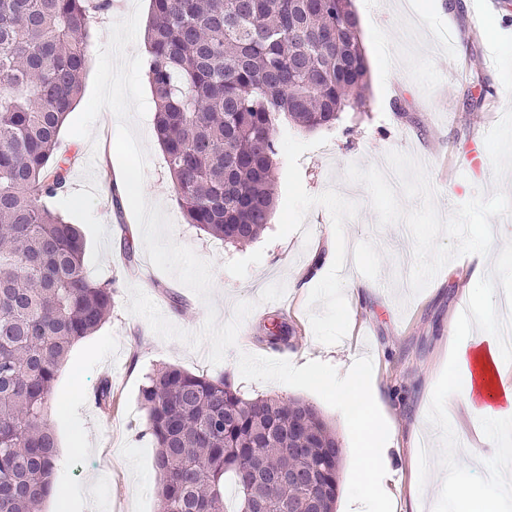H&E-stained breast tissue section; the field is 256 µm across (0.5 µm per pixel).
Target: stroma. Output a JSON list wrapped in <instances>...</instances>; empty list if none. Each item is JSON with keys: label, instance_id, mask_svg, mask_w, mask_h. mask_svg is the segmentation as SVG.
<instances>
[{"label": "stroma", "instance_id": "35a3bbf8", "mask_svg": "<svg viewBox=\"0 0 512 512\" xmlns=\"http://www.w3.org/2000/svg\"><path fill=\"white\" fill-rule=\"evenodd\" d=\"M369 65L367 106L343 113L336 125L288 135L277 168L276 208L264 233L245 246H227L187 224L154 132V106L138 129L148 152L144 192L162 206L174 239L213 265L210 302H203L149 260L131 208L114 180L118 121L102 111L94 141L61 131L58 156L70 161L68 192L85 186L93 165L95 216L107 234L91 278L112 282V311L93 335L70 350L56 378L49 420L58 438L54 482L71 491L96 484V512H160L155 445L140 402L145 377L174 364L213 376L229 372L251 396L300 397L323 414L344 450L336 512H358L350 453L356 429L334 384L355 366L376 382L372 410L386 426L378 447L390 473L395 512H440L438 477L448 470V450L460 437L477 439L464 398L449 382L448 352L459 296L483 264L470 254L444 266L427 288L411 294L407 277L413 242L404 224L378 227L363 186L351 202L337 193L349 164L385 168L386 155L410 154L427 168L441 214L470 200L476 189L492 192L486 133L512 100V4L506 0H353ZM150 0H112L89 24L91 52L108 40L112 24ZM133 256H126V248ZM338 249L341 257L320 279L300 285L314 259ZM281 282V300L260 302ZM139 286L176 326L199 331L208 307L220 322L233 319L238 302L254 303L237 344L217 365L207 347L193 348L156 335L145 319L127 312V288ZM286 319L294 344L283 351L257 339L271 315ZM112 385V404L94 400L101 381Z\"/></svg>", "mask_w": 512, "mask_h": 512}]
</instances>
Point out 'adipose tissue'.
<instances>
[{"label": "adipose tissue", "mask_w": 512, "mask_h": 512, "mask_svg": "<svg viewBox=\"0 0 512 512\" xmlns=\"http://www.w3.org/2000/svg\"><path fill=\"white\" fill-rule=\"evenodd\" d=\"M453 358L461 372L468 411L487 432L491 446L500 448L504 461L484 481L449 499L448 512H507L512 503V365L507 364L498 338L482 333L460 337ZM373 392L372 384L360 374L346 375L336 385V394L349 407L358 429L355 489L358 497L368 501L379 495L384 479L371 446L380 434L367 411Z\"/></svg>", "instance_id": "1"}]
</instances>
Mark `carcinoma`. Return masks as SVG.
Listing matches in <instances>:
<instances>
[{
	"mask_svg": "<svg viewBox=\"0 0 512 512\" xmlns=\"http://www.w3.org/2000/svg\"><path fill=\"white\" fill-rule=\"evenodd\" d=\"M110 0H0V512H44L57 438L58 370L95 333L114 288L92 279L78 225L45 201L64 195L53 157L82 90L86 26ZM154 131L186 223L230 245L256 240L275 208L281 129L314 130L366 106L369 69L352 0H151L145 31ZM292 345L282 318L260 328ZM167 512H266L314 497L336 512L342 448L301 398L248 397L230 376L162 366L140 391ZM304 482L243 484L252 469ZM235 494L227 510L226 489Z\"/></svg>",
	"mask_w": 512,
	"mask_h": 512,
	"instance_id": "1",
	"label": "carcinoma"
}]
</instances>
